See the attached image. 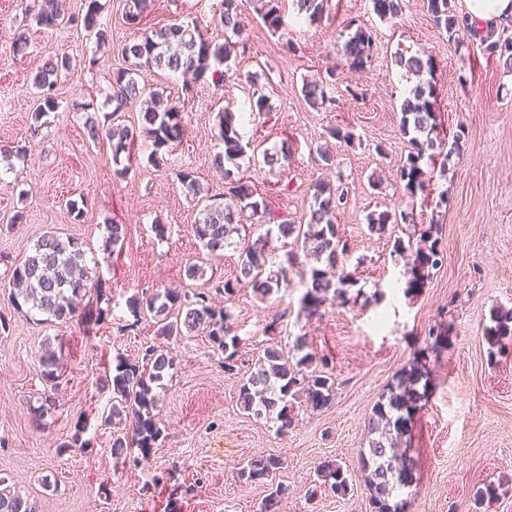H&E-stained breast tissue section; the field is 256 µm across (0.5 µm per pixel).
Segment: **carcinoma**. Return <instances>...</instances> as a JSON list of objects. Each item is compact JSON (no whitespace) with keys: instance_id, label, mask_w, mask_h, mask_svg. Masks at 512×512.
<instances>
[{"instance_id":"carcinoma-1","label":"carcinoma","mask_w":512,"mask_h":512,"mask_svg":"<svg viewBox=\"0 0 512 512\" xmlns=\"http://www.w3.org/2000/svg\"><path fill=\"white\" fill-rule=\"evenodd\" d=\"M282 0H221L219 22L224 33L241 35V15L245 5L252 6L265 26L276 33L283 19L279 3ZM300 14L309 22L325 16L331 0H293ZM373 13L382 20L392 21L403 14L404 0H371ZM154 0H126L127 24L138 25L150 13ZM83 26L95 32L96 41L105 40L100 28L102 4L100 0H84ZM427 13L439 34L456 40L466 20L456 9L454 0H426ZM26 11L35 21L46 27L60 24L62 15L59 0H31ZM344 60L348 69L364 72L372 61V31L353 21L346 25ZM489 59H495L503 70L512 73V24L490 26L482 32L470 33ZM126 66L112 71L106 99L112 111L105 113L104 121L95 117L86 119V134L96 143L103 138L112 144V160L122 174L137 160L135 145L138 134L152 139L155 150L172 147L182 142L184 122L179 107L159 92L145 93L136 79L142 70H159L178 74L185 87L200 82H224L232 58L237 56V43L229 38L219 43L200 31L196 22L173 23L153 29L141 40L122 48ZM395 65L405 76L420 78L401 104L402 130L409 137L410 150L399 171L402 196L409 208L401 210L370 211L366 216L370 232L383 236L393 234V253L408 259L406 291L416 292L424 287L433 270L442 265L443 250L433 226L421 230L418 240L397 234L404 224L414 223L415 201L429 200V187L435 165L446 168L448 156L459 151L464 131L453 135L450 150L443 152L447 143L441 123L438 93L432 81L421 76L434 72V61L429 55L415 53L395 55ZM70 68L68 57H56L41 66L34 75L37 89L35 117L56 108L54 94L60 78ZM336 71L326 78L309 80L302 87L304 99L313 107L332 105L329 95L331 80ZM141 107V131L117 123L119 114L135 106ZM217 140L223 148L213 155L212 165L224 175L222 194L210 195L189 172L177 174L188 194L204 202L199 210L194 232L204 251L213 255L232 244V235L242 244L238 274L232 279L217 281L208 288L193 292L172 290L143 291L129 301L133 327L145 318L153 321L161 336H194L203 334L224 353V372L239 376L237 403L244 412L257 418L277 423V431L290 429L296 419L295 408L300 403L321 410L330 405L335 395L336 380L328 370L325 359L301 336L295 337L292 347L283 349L275 341L241 371L239 352L241 339L232 329L228 309L213 305L211 295L220 294L228 302L244 288H251L262 300L271 298L290 285L291 274L299 273L303 289L300 310L309 318L320 314L326 305L345 307L352 303V295H361L358 279L347 270L350 244L339 233L336 211L346 202L347 193L338 185L319 180L311 186L308 221L290 224L275 221V212L265 198H256L257 190L236 173L240 160L246 156H262L263 164L274 167L288 161L290 147L282 141L278 150L242 144L236 125V113L224 109L219 119ZM251 210L268 216L264 233L253 236L256 228L239 223L238 212ZM125 236V225L112 222L107 225L102 251L111 254ZM294 238L303 243L305 260L288 251L278 258L272 242L279 238ZM11 297L16 308H26V314L43 317L45 322L80 320L86 315L82 301L92 295L95 302L94 321L112 314L111 291L102 280H92L86 253L74 239L57 232L43 234L34 244V253L13 267L9 278ZM491 325L485 328V339L490 349L501 354L512 352V308L492 310ZM451 342L450 326L438 323L425 332L424 347L419 349L409 366L403 368L387 385L374 403L368 419L367 448L358 458V467L369 494L371 512H400L396 501L398 493L417 482L418 465L408 440L415 413L429 399L431 388V356ZM59 356L51 343H46L39 356L40 376L45 384L54 387L58 379ZM175 359L166 350L147 346L131 359L118 355L112 366V376L105 380L111 385L112 397L104 416V423L112 426L111 454L116 465L136 468L158 447L162 428L157 419L156 389L174 369ZM87 427L75 425L71 440L62 443L59 450L86 448L89 441L82 439ZM277 455L252 458L238 471V479L245 484L264 483L282 469ZM317 476L323 485L338 495L349 488L348 471L335 461H324L317 467ZM288 486L279 482L269 488L261 512H279ZM0 512H35L28 498L21 495L6 480L0 478Z\"/></svg>"}]
</instances>
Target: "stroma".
Here are the masks:
<instances>
[{
    "label": "stroma",
    "mask_w": 512,
    "mask_h": 512,
    "mask_svg": "<svg viewBox=\"0 0 512 512\" xmlns=\"http://www.w3.org/2000/svg\"><path fill=\"white\" fill-rule=\"evenodd\" d=\"M27 0H0V144L27 147L12 170L0 167V213L23 212L20 224L0 223V477L28 497L36 512H260L262 484L237 476L247 458L274 454L284 465L277 481L288 486L280 512H370L358 456L367 445V421L388 382L412 361L424 332L436 322L452 326V341L431 361L429 400L413 418L410 447L418 458V481L403 489L402 512H512V353L493 355L484 337L490 312L512 307V76L472 43L456 44L439 35L425 0H405L402 16L382 21L371 0H332L331 12L312 23L286 7L284 25L271 32L253 9L242 14L244 51L223 85L209 82L185 90L181 78L162 71L137 77L179 106L185 125L182 142L163 164L151 162L153 145L138 140V161L115 172L112 146L92 143L84 122L102 116L113 70L123 66L121 49L175 20L196 18L205 37L223 40L216 19L220 0H156L137 26L126 24V0H102L105 44L89 38L82 23L83 0H64L73 23L45 27L25 16ZM374 34L372 66L365 73L340 71L335 110L311 107L304 80L325 74L342 56L340 32L348 21ZM25 45H18V37ZM298 43L299 54L283 49ZM433 56V79L441 99V122L448 132L464 129L460 153L435 173L433 194L446 206H415L419 224L438 225L444 263L420 291L406 293L403 261L391 254L389 237L370 234L369 211L394 210L405 200L399 170L410 150L401 131L400 104L407 86L394 63L395 52ZM71 57L70 74L59 81L56 111L34 117L33 77L51 53ZM97 57L88 67L89 57ZM259 78L269 97L264 112L250 111L248 76ZM362 88V98L346 93ZM243 113L244 140L263 148L289 142L283 168L250 163L246 175L281 219L308 220L309 188L325 179L342 183L347 204L336 213L340 234L353 247L347 268L364 297L346 307L326 306L306 318L299 288L281 289L263 301L244 289L229 302L231 323L251 359L270 343L269 325L280 319L291 336L305 335L311 348L327 354L336 379L331 404L300 410L294 427L247 415L237 403V382L225 374L223 354L206 336L164 339L150 321L134 322L128 299L144 288L195 290L233 277L236 246L207 257L194 234L198 208L177 181V171H193L211 193L224 181L211 164L222 108ZM343 126L355 140L331 139L327 130ZM329 150L332 163L320 157ZM125 224L120 250L104 254L106 221ZM162 224L166 237L153 227ZM76 239L95 271L112 290V315L94 323L49 324L17 312L12 304L11 268L31 254L47 231ZM202 265L193 279L189 264ZM382 291L379 302L369 294ZM61 350L58 384L47 390L39 372L45 343ZM163 345L176 366L165 377L158 403L163 438L140 469L114 467L112 430L100 416L111 395L104 373L117 355L136 356L143 347ZM57 411L36 425L33 407L43 395ZM89 422L88 448L57 453L77 421ZM335 460L350 473L346 495L316 488V469ZM175 469L174 480L151 483L153 473ZM502 484L499 498L475 506L473 495L486 483Z\"/></svg>",
    "instance_id": "obj_1"
}]
</instances>
